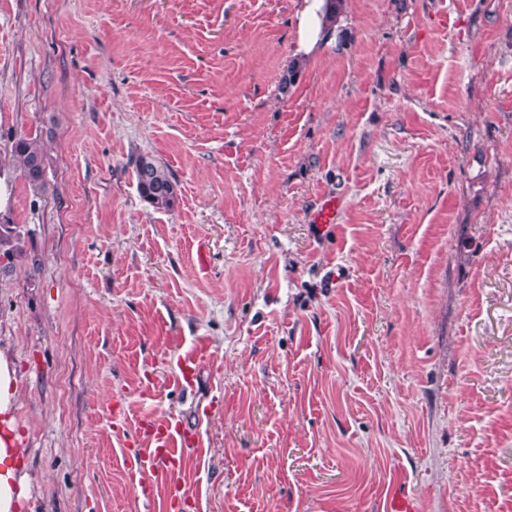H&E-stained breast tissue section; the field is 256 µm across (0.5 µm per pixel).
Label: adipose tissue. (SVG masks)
Listing matches in <instances>:
<instances>
[{
    "instance_id": "obj_1",
    "label": "adipose tissue",
    "mask_w": 512,
    "mask_h": 512,
    "mask_svg": "<svg viewBox=\"0 0 512 512\" xmlns=\"http://www.w3.org/2000/svg\"><path fill=\"white\" fill-rule=\"evenodd\" d=\"M296 16L293 55L305 62L331 41L336 30L333 8L329 0H301ZM17 395L13 360L8 349L0 346V512H34L33 487L13 414Z\"/></svg>"
}]
</instances>
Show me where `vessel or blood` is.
<instances>
[{"instance_id":"b4317fda","label":"vessel or blood","mask_w":512,"mask_h":512,"mask_svg":"<svg viewBox=\"0 0 512 512\" xmlns=\"http://www.w3.org/2000/svg\"><path fill=\"white\" fill-rule=\"evenodd\" d=\"M340 207L339 198H323L311 213L312 223L319 229H327L330 224L336 223ZM205 352V345L199 342L178 354L179 371L173 378L174 384L181 385L193 379L196 366ZM135 427L142 436L143 444L134 449L128 459V475H155V483L141 486L145 499H152L158 483L162 482L168 486L171 501L184 500L180 480L187 467L189 450L201 445L199 436L188 432L183 422L172 414L139 418Z\"/></svg>"}]
</instances>
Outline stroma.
I'll list each match as a JSON object with an SVG mask.
<instances>
[{
	"label": "stroma",
	"mask_w": 512,
	"mask_h": 512,
	"mask_svg": "<svg viewBox=\"0 0 512 512\" xmlns=\"http://www.w3.org/2000/svg\"><path fill=\"white\" fill-rule=\"evenodd\" d=\"M298 5L0 0V214L31 253L0 343L37 512H381L399 475L419 512H512V0H344L286 88ZM36 133L38 199L9 162ZM148 412L202 438L175 509L127 475ZM139 196L157 210H170L177 198L176 183L168 169L151 158L141 157L136 165ZM340 207V199L336 196L323 198L311 213L312 224H316L321 230L327 229L330 224H336ZM205 352V345L202 342H197L190 349L177 355L179 372L173 378L174 384L183 385L193 379L197 363L204 356Z\"/></svg>",
	"instance_id": "obj_1"
}]
</instances>
